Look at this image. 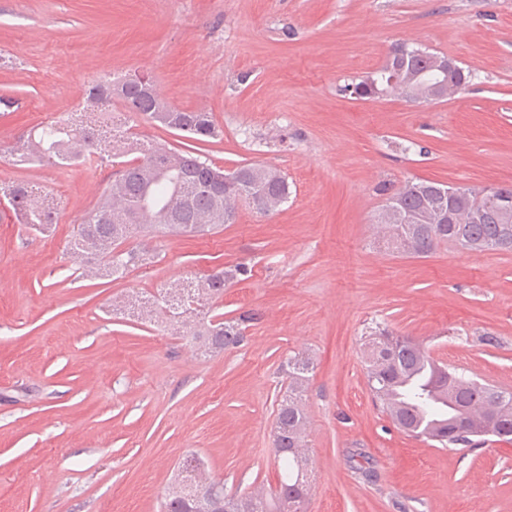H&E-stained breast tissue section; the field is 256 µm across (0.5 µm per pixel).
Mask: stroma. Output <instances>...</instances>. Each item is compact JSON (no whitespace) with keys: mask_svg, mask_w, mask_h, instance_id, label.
<instances>
[{"mask_svg":"<svg viewBox=\"0 0 512 512\" xmlns=\"http://www.w3.org/2000/svg\"><path fill=\"white\" fill-rule=\"evenodd\" d=\"M405 42L469 69L440 103L342 93ZM148 76L176 107L211 113L198 148L230 170L280 169V212L160 237L117 278L78 270L67 243L119 172L95 159L17 165L7 148L71 111L87 84ZM0 512H162L197 456L236 493L276 486L273 434L308 357L306 512H512V442L437 448L399 430L366 377L375 328L512 391V251H388L373 217L409 180L512 184V0H0ZM38 187L48 229L20 224L2 188ZM241 263L209 315L258 313L245 342L201 355L144 311Z\"/></svg>","mask_w":512,"mask_h":512,"instance_id":"1","label":"stroma"}]
</instances>
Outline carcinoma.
<instances>
[{"mask_svg": "<svg viewBox=\"0 0 512 512\" xmlns=\"http://www.w3.org/2000/svg\"><path fill=\"white\" fill-rule=\"evenodd\" d=\"M440 53L422 47L396 44L386 65L348 84L345 90L359 98L394 96L409 101L434 102L433 90L445 87L444 95L457 94L469 83L471 73L459 67L448 81L434 68ZM108 94L126 112H137L150 121L179 131L196 141L216 138L220 131L207 112L177 108L160 94L148 77L129 78L117 87L93 82L85 95ZM133 154L135 158L126 159ZM18 164L46 163L71 166L80 160H119L120 175L103 192L71 241L70 251L83 269L96 275L120 276L130 266L153 258L150 250L113 253L138 234L145 237L204 236L234 223L242 194L253 192L268 198L254 210L273 215L288 201L286 176L278 169L247 163L217 178L221 168L206 156L165 145L142 149L127 142L105 145L99 131L66 123H46L33 130L23 145L9 149ZM442 184L430 180L406 181L386 199L375 216L387 246L421 256L443 243L479 252L512 250V224H504L494 204L480 190L467 188L458 198L442 197ZM31 190L18 184L8 193L19 221L41 230L54 222L49 208L32 203ZM445 205L452 223L437 224L433 213ZM247 275V267L234 264L209 274L201 292L211 299L224 296V286ZM199 310L155 305L152 316L159 321L178 319ZM257 319L244 312L229 320L210 319L186 326V332L203 347L219 353L244 343L246 324ZM288 388L278 408L274 444L282 473L269 493L229 495L224 482L203 477L201 463L193 455L178 465L176 489L168 493L164 512H305L310 491L306 447L307 415L302 402L310 359L288 358ZM367 381L373 401L391 421L413 438H422L443 448L472 446L494 437L512 441V392L467 377L433 358L409 336H396L386 329L374 332L369 342Z\"/></svg>", "mask_w": 512, "mask_h": 512, "instance_id": "1", "label": "carcinoma"}]
</instances>
